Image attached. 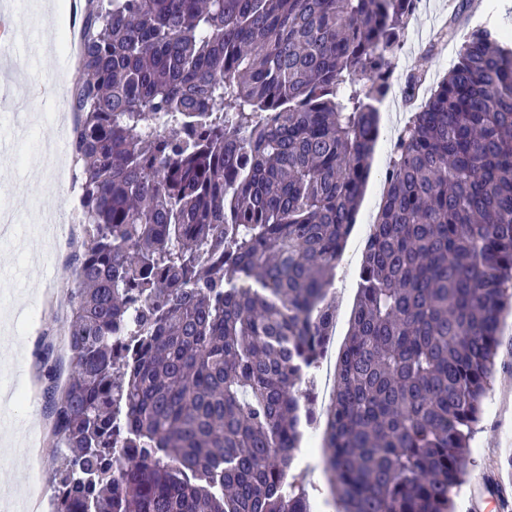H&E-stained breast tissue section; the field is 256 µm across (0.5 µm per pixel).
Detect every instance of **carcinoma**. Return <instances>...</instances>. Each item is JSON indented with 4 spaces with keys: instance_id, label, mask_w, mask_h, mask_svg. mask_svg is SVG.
I'll use <instances>...</instances> for the list:
<instances>
[{
    "instance_id": "1",
    "label": "carcinoma",
    "mask_w": 512,
    "mask_h": 512,
    "mask_svg": "<svg viewBox=\"0 0 512 512\" xmlns=\"http://www.w3.org/2000/svg\"><path fill=\"white\" fill-rule=\"evenodd\" d=\"M415 2L84 0L52 512H312L301 384ZM510 310L512 44L484 26L386 169L322 438L337 512H455Z\"/></svg>"
}]
</instances>
